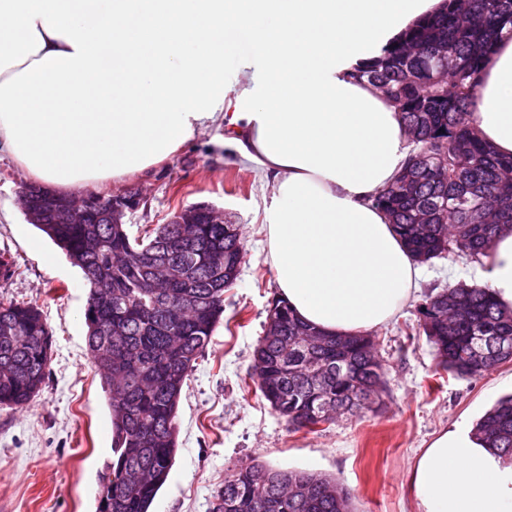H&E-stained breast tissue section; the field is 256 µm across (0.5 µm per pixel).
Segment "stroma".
<instances>
[{"mask_svg": "<svg viewBox=\"0 0 512 512\" xmlns=\"http://www.w3.org/2000/svg\"><path fill=\"white\" fill-rule=\"evenodd\" d=\"M216 123L175 153L95 193H137L130 233L165 223L179 207L207 202L239 225L247 259L224 293V317L184 387L178 450L151 512H210L229 470L261 461L336 478L356 512H416L410 472L428 444L456 423L476 421L512 392V362L472 378L437 369L417 328L431 288L474 283V264L451 255L426 264L419 286L395 319L375 330L387 369L383 409L342 417L316 432L290 431L249 378L266 310L279 292L265 260V208L271 190L238 164ZM29 178L0 160V253L15 273L0 278V303L38 305L50 329L49 374L31 405L0 406V512H96L112 459L111 416L87 353L88 285L54 242L28 225L18 206Z\"/></svg>", "mask_w": 512, "mask_h": 512, "instance_id": "1", "label": "stroma"}]
</instances>
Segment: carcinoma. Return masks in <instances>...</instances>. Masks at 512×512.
<instances>
[{
  "instance_id": "cac0c4a2",
  "label": "carcinoma",
  "mask_w": 512,
  "mask_h": 512,
  "mask_svg": "<svg viewBox=\"0 0 512 512\" xmlns=\"http://www.w3.org/2000/svg\"><path fill=\"white\" fill-rule=\"evenodd\" d=\"M512 36V0H445L403 40L366 64L362 76L398 107L411 135L401 174L375 197L420 263L461 253L480 262L493 239L512 228V158L478 143L470 120L478 75L494 43ZM33 225L62 248L89 285L87 351L103 383L111 415L113 459L98 493L97 512H150L177 449L183 386L224 315V290L235 285L244 250L235 224H160L132 237L104 207L81 210L75 224L57 215L58 201L29 186ZM184 268L183 278L157 282L158 262ZM418 329L437 366L458 378L512 362V310L478 284L431 290L418 310ZM266 320L288 336V358L262 336L249 378L294 431L325 406L359 416L381 398L387 381L375 337L329 336L312 343L314 328L277 298ZM49 330L40 309L0 303V406L26 407L38 396L50 362ZM493 453L512 460V395L475 424ZM210 512H355L335 479L261 463L224 477Z\"/></svg>"
}]
</instances>
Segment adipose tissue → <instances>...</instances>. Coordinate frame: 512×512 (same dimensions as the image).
Instances as JSON below:
<instances>
[{"label": "adipose tissue", "mask_w": 512, "mask_h": 512, "mask_svg": "<svg viewBox=\"0 0 512 512\" xmlns=\"http://www.w3.org/2000/svg\"><path fill=\"white\" fill-rule=\"evenodd\" d=\"M442 0H0V150L68 193L121 182L224 124L271 183L266 254L281 298L328 335L390 323L422 273L373 202L407 156L397 107L355 67ZM254 46L224 84L235 33ZM473 123L512 155V37L479 75ZM477 276L512 308V233ZM410 487L417 512H512V465L468 423L434 439Z\"/></svg>", "instance_id": "adipose-tissue-1"}]
</instances>
